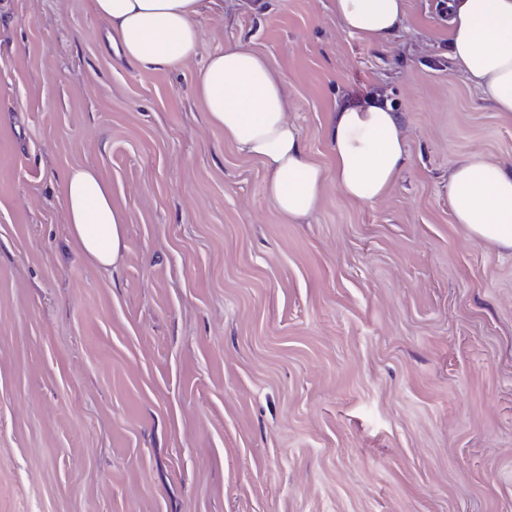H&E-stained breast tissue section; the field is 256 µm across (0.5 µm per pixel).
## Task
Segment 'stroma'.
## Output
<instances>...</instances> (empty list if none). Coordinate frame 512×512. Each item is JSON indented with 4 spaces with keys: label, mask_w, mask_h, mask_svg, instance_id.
<instances>
[{
    "label": "stroma",
    "mask_w": 512,
    "mask_h": 512,
    "mask_svg": "<svg viewBox=\"0 0 512 512\" xmlns=\"http://www.w3.org/2000/svg\"><path fill=\"white\" fill-rule=\"evenodd\" d=\"M190 62L118 58L92 0H0V512H512V253L470 237L448 172L512 164V118L448 56V0L388 46L331 0H223ZM240 45L283 81L314 161L336 105L400 112L380 201L328 185L286 220L194 93ZM126 215L112 270L59 180ZM61 203L70 234L84 256L106 269L121 256L126 217L112 206V190L99 173L87 167L70 168L60 183Z\"/></svg>",
    "instance_id": "1"
}]
</instances>
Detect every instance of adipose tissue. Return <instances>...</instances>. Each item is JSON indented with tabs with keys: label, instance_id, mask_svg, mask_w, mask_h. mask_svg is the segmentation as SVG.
<instances>
[{
	"label": "adipose tissue",
	"instance_id": "ef3b65f1",
	"mask_svg": "<svg viewBox=\"0 0 512 512\" xmlns=\"http://www.w3.org/2000/svg\"><path fill=\"white\" fill-rule=\"evenodd\" d=\"M211 0H93L95 15L122 58L148 71L192 59L201 40L198 17ZM341 28L375 45L391 44L405 27L406 0H332ZM448 46L453 67L476 87L482 102L512 114V0H448ZM208 122L226 141L261 161L265 192L292 221L314 215L327 182L360 204L380 201L397 182L409 155L399 113L381 94L337 105L327 129L334 157L323 170L288 117L281 79L268 60L241 47L214 52L194 85ZM72 239L94 265L121 256L126 217L112 204L99 173L70 168L60 183ZM448 202L456 223L490 247L512 252V167L482 155L448 172Z\"/></svg>",
	"mask_w": 512,
	"mask_h": 512
}]
</instances>
